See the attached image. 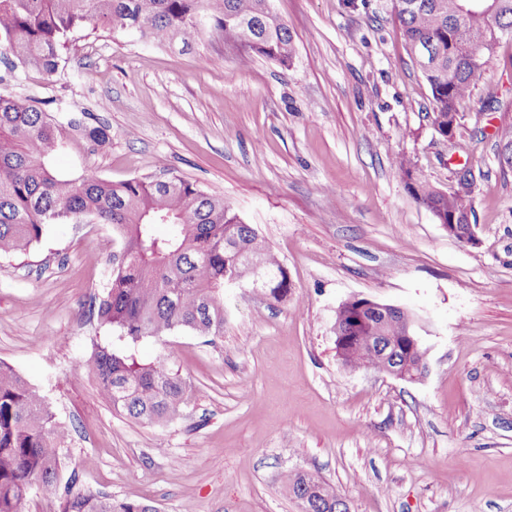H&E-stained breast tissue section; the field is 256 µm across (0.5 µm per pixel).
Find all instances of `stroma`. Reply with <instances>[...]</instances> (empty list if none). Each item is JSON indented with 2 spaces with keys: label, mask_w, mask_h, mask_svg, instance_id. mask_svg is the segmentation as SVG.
Segmentation results:
<instances>
[{
  "label": "stroma",
  "mask_w": 512,
  "mask_h": 512,
  "mask_svg": "<svg viewBox=\"0 0 512 512\" xmlns=\"http://www.w3.org/2000/svg\"><path fill=\"white\" fill-rule=\"evenodd\" d=\"M292 30L290 68L211 36L160 45L137 32L75 34L52 75L8 70L0 94L50 117L87 111L110 142L52 153L69 178L179 176L259 231L292 283L274 301L228 288L224 335L180 331L139 344L166 354L195 394L168 426L141 425L100 397L83 367L113 343L92 304L116 247L110 225H49L0 257V361L70 432L82 488L158 512H301L284 486L315 474L350 512H512V38L486 59L449 148L392 0H274ZM409 158L437 189L474 173L469 245L449 237L391 165ZM416 317L423 377L350 371L334 323L350 298Z\"/></svg>",
  "instance_id": "1"
}]
</instances>
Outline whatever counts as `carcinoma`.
<instances>
[{
  "label": "carcinoma",
  "instance_id": "obj_1",
  "mask_svg": "<svg viewBox=\"0 0 512 512\" xmlns=\"http://www.w3.org/2000/svg\"><path fill=\"white\" fill-rule=\"evenodd\" d=\"M402 37L427 82L433 125L448 138L459 127L460 107L485 78V56L512 37V0H494L492 12L474 0H395ZM88 25L113 32L140 31L157 44L200 39L218 32L224 46L249 62L264 57L288 68L295 57L293 33L273 0H0V56L14 68L54 74L71 33ZM110 140L105 125L70 111L53 121L33 101L0 95V257L29 251L50 224L92 216L112 226L119 244L107 291L95 304L101 325L120 346H99L86 361L99 394L130 419L150 427L179 419L190 383L168 358L138 359L135 347L184 330L224 335V289L258 280L279 301L291 282L279 256L224 198L196 183L170 177L114 184L94 175L57 176L49 155L64 145ZM392 164L413 198L441 224L473 213L471 190L441 191L418 178L411 161ZM362 299L338 311L344 336H404L400 318L353 319ZM350 365L376 364L380 350L339 346ZM69 431L45 398L11 365L0 361V512H24L31 493L53 500L58 512H157L136 497L114 498L78 488L79 471L66 470ZM287 495L308 497L310 512H349V505L321 478L297 473Z\"/></svg>",
  "mask_w": 512,
  "mask_h": 512
}]
</instances>
